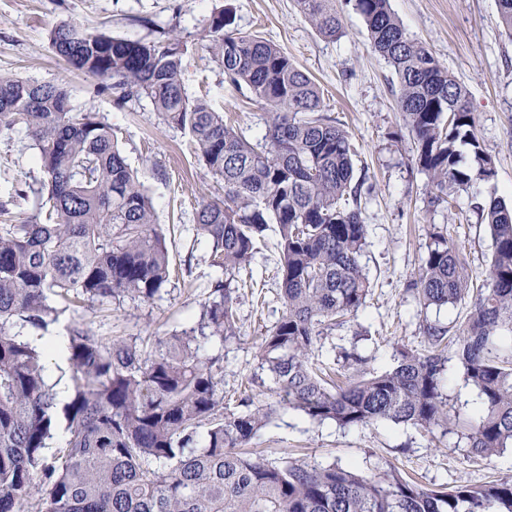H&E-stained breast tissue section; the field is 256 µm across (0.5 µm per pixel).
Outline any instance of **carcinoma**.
Returning <instances> with one entry per match:
<instances>
[{"mask_svg": "<svg viewBox=\"0 0 512 512\" xmlns=\"http://www.w3.org/2000/svg\"><path fill=\"white\" fill-rule=\"evenodd\" d=\"M323 37L344 34L336 0H293ZM371 47L399 82L397 107L428 177L431 203L493 177L475 134L465 88L411 37L390 0H353ZM512 40V0H496ZM53 52L96 79L122 105L150 101L161 119L186 131L224 196L195 212L212 265L224 269L189 332L150 344L102 343L69 330L72 397L58 406L44 372L46 350L27 336L56 320L59 307H92L125 297L150 300L168 282L171 258L144 185L128 167L112 125L75 112L61 86L0 73V133L17 126L38 150L48 196L43 210L9 222L0 201V512H512V476L480 486L424 488L395 468L366 477L352 467L297 458L269 461L246 451L280 408L346 428L391 421L432 432L462 430L471 453L512 446V205L491 198L474 210L494 252L471 289L459 250L437 232L407 289L422 310L471 297L455 339L438 321L420 325L425 349L403 345L397 365L369 372L356 350L340 353L351 372L340 386L311 362L318 340L356 313L370 294L360 257L365 177H355L351 133L324 112L320 86L282 48L235 27L214 10L202 49L231 85L266 109L265 133L251 144L224 115L188 95L186 45L161 32L128 40L70 25L53 29ZM470 147L476 166L463 162ZM279 233L283 310L258 346L276 399L224 408L218 358L200 343L237 331V288L268 225ZM476 392L466 418L445 393L448 346ZM65 441L51 446L58 428Z\"/></svg>", "mask_w": 512, "mask_h": 512, "instance_id": "carcinoma-1", "label": "carcinoma"}]
</instances>
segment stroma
Here are the masks:
<instances>
[{
  "label": "stroma",
  "instance_id": "35a3bbf8",
  "mask_svg": "<svg viewBox=\"0 0 512 512\" xmlns=\"http://www.w3.org/2000/svg\"><path fill=\"white\" fill-rule=\"evenodd\" d=\"M411 37L423 42L468 92L476 133L491 157L495 175L455 193L452 206L428 204V180L418 167L416 149L397 110L398 81L375 53L361 16L350 0H336L345 34L320 36L292 0H0V71L63 86L72 105L97 113L118 132L119 146L152 199L157 224L167 231L175 275L148 302L124 300L60 312L47 335H67L83 325L108 342L122 337L153 342L155 337L190 328L196 322L212 282L223 278L212 266L207 240L193 221L199 205L222 197L220 181L199 159L185 131L165 124L148 100L117 106L111 91L70 71L53 53L51 31L62 24L102 29L130 40H150L155 32L174 31L188 45L183 82L190 96L206 99L223 112L225 122L249 142L264 133L265 110L246 90L229 84L208 53L197 44L213 9L226 6L237 29L279 45L324 91L325 110L352 134L357 147L355 171L365 174L369 191L364 221L367 245L361 263L372 294L316 350L313 360L333 364L334 346L357 342L374 372L392 369L396 351L423 348L422 319L458 330L468 319L470 300L421 312L407 284L434 233L447 231L459 249L471 281L484 279L493 255L487 225L472 210L475 198L512 201V41L498 24L494 0H390ZM37 152L24 128L0 133V201L19 197L16 221L38 211L47 189ZM276 227L257 245L239 284L238 336L230 343L210 341L201 351L219 356L218 377L224 404L236 409L241 398L259 402L268 390L259 378L256 357L266 329L281 315L275 277L280 259ZM263 457H300L322 465L355 467L366 475L396 468L423 486L481 485L512 475V448L489 459L474 457L457 435L430 433L391 422L341 428L316 424L299 412L281 411L253 439Z\"/></svg>",
  "mask_w": 512,
  "mask_h": 512
}]
</instances>
